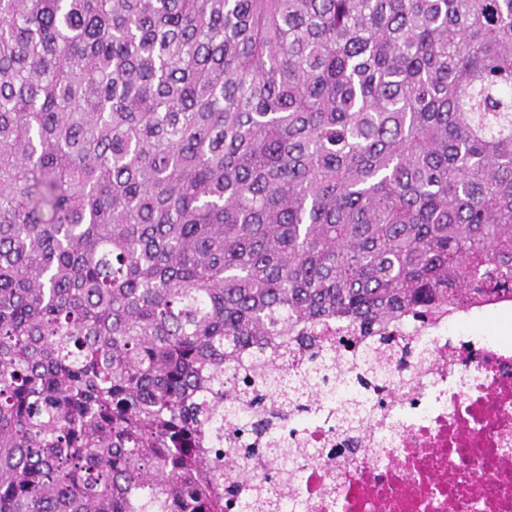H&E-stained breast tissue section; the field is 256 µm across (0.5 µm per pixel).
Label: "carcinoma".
Segmentation results:
<instances>
[{"instance_id": "obj_1", "label": "carcinoma", "mask_w": 512, "mask_h": 512, "mask_svg": "<svg viewBox=\"0 0 512 512\" xmlns=\"http://www.w3.org/2000/svg\"><path fill=\"white\" fill-rule=\"evenodd\" d=\"M508 297L512 0H0V512H228L326 323Z\"/></svg>"}]
</instances>
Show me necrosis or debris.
<instances>
[{
    "label": "necrosis or debris",
    "mask_w": 512,
    "mask_h": 512,
    "mask_svg": "<svg viewBox=\"0 0 512 512\" xmlns=\"http://www.w3.org/2000/svg\"><path fill=\"white\" fill-rule=\"evenodd\" d=\"M485 333L462 316L406 319L380 334L413 350L392 393L366 391L381 430L349 431L319 386L307 410L269 434L296 449L297 481L268 487L281 512H512V298L479 307Z\"/></svg>",
    "instance_id": "necrosis-or-debris-1"
}]
</instances>
